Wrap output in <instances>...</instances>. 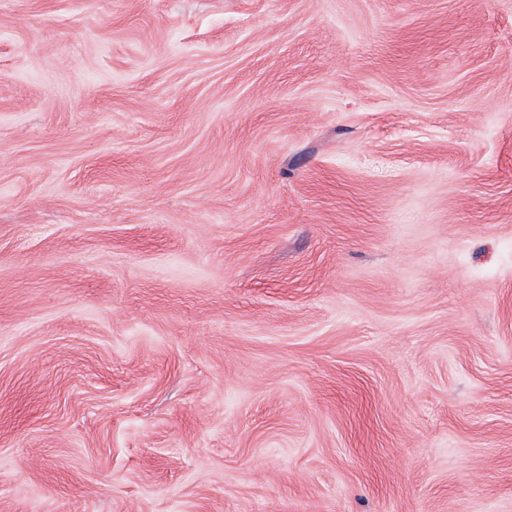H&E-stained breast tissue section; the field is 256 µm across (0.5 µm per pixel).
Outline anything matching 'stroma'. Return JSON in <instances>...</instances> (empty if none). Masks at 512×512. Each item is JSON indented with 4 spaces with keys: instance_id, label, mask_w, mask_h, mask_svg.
Wrapping results in <instances>:
<instances>
[{
    "instance_id": "stroma-1",
    "label": "stroma",
    "mask_w": 512,
    "mask_h": 512,
    "mask_svg": "<svg viewBox=\"0 0 512 512\" xmlns=\"http://www.w3.org/2000/svg\"><path fill=\"white\" fill-rule=\"evenodd\" d=\"M0 512H512V0H0Z\"/></svg>"
}]
</instances>
